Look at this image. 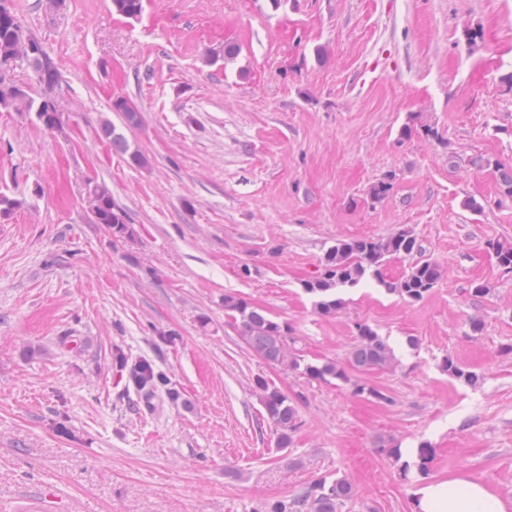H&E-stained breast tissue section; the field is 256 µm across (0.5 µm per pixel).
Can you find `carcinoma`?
Returning <instances> with one entry per match:
<instances>
[{
    "label": "carcinoma",
    "instance_id": "obj_1",
    "mask_svg": "<svg viewBox=\"0 0 512 512\" xmlns=\"http://www.w3.org/2000/svg\"><path fill=\"white\" fill-rule=\"evenodd\" d=\"M144 0H112V9L128 19L138 17ZM25 69L30 82L16 79V68ZM60 74L48 60L44 48L23 25L20 18L7 4L0 0V110L8 112H32L47 131L61 127V113L52 90L58 85ZM99 135L112 145V149L128 156L136 165L145 163L137 149H130L126 137L108 121L100 124ZM472 164L478 168H492L497 177L500 192L512 198V166H506L489 158L476 157ZM392 189V178L386 177L369 188L368 195L374 202L383 200ZM93 199L92 220L96 224H108L112 235L126 238L133 234L126 212L112 198L110 189L103 183L90 185ZM491 249L499 265L512 269V242L491 243ZM419 251L417 238L407 228H401L383 238H358L340 240L331 246L321 261L320 273L304 284L305 291L317 298L315 309L324 316L334 315L344 308V301L336 297L339 287H354L364 278H377L381 268L392 257L411 256ZM445 268L431 260L412 263L398 280L382 282L386 291L404 298L408 302L422 300L444 277ZM224 312L232 320L239 336L266 362L285 366L309 379L324 380L333 377L352 386L359 396L387 400L386 395L372 386L351 381L344 369L334 362L320 365L305 360L295 347L288 324L271 319L268 314L236 295L224 296ZM112 360L120 370H128L137 399L129 400L136 407L151 404L152 399L165 389L175 397L168 387L166 374L150 361L128 365L124 353L117 350ZM393 360V351L387 340L366 324L357 325V343L351 352L350 363L362 370L383 368ZM442 368L448 374L469 383L478 380L476 374L464 370L452 359L444 361ZM254 389L260 398L269 420L278 435L280 447L291 443L299 428V412L296 403L289 399L265 379L254 380ZM355 491L344 477L328 479L322 477L289 500L255 509V512H341L346 502L353 499Z\"/></svg>",
    "mask_w": 512,
    "mask_h": 512
}]
</instances>
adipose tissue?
Returning a JSON list of instances; mask_svg holds the SVG:
<instances>
[{"label": "adipose tissue", "instance_id": "obj_1", "mask_svg": "<svg viewBox=\"0 0 512 512\" xmlns=\"http://www.w3.org/2000/svg\"><path fill=\"white\" fill-rule=\"evenodd\" d=\"M414 506L415 512H512V502L465 475L422 486L416 493Z\"/></svg>", "mask_w": 512, "mask_h": 512}]
</instances>
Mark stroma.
<instances>
[{
	"mask_svg": "<svg viewBox=\"0 0 512 512\" xmlns=\"http://www.w3.org/2000/svg\"><path fill=\"white\" fill-rule=\"evenodd\" d=\"M10 5L60 72L63 126L0 111V194L17 201L0 217V512L47 489L44 512H253L330 476L355 488L343 512H413L421 485L461 473L512 500V273L489 247L512 242V199L470 163L512 166V0H147L135 20L111 0ZM105 120L143 166L99 138ZM91 180L132 238L93 223ZM401 228L447 270L427 296L366 278L341 312H315L304 284L330 246ZM228 294L384 400L266 363ZM360 324L391 365L351 368ZM118 348L159 365L178 400L130 410ZM259 377L298 402L289 447Z\"/></svg>",
	"mask_w": 512,
	"mask_h": 512,
	"instance_id": "obj_1",
	"label": "stroma"
}]
</instances>
